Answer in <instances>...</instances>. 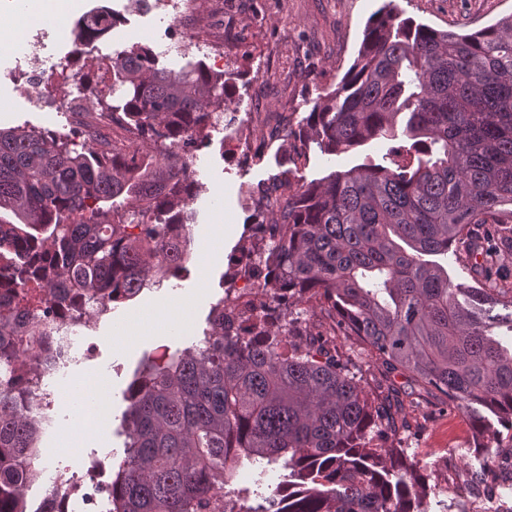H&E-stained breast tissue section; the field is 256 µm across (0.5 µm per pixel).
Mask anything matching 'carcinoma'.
Listing matches in <instances>:
<instances>
[{"mask_svg":"<svg viewBox=\"0 0 512 512\" xmlns=\"http://www.w3.org/2000/svg\"><path fill=\"white\" fill-rule=\"evenodd\" d=\"M119 17L105 7L71 30L74 52L106 38ZM120 113L153 148L112 153L35 129H0V375L36 376L30 351H47L35 324L56 307L119 304L178 275L197 182L193 150L234 94L204 63L158 65L147 47L115 53ZM403 134L416 161L363 163L288 187L268 224L277 241L258 283L271 298H315L336 330L363 340L469 414L480 437L485 409L512 429V284L491 281V226L512 256V14L460 33L401 16L389 0L369 19L357 56L313 104L301 154L348 152ZM481 287L453 285L422 259L450 246ZM51 290L36 304L28 283ZM279 307L245 336L224 332L214 304L201 346L148 360L129 383L125 455L104 488L108 512H428L413 463L369 435L394 426L319 338L284 343ZM38 422L0 395V512H27L36 479ZM279 465L268 494L231 489L243 464Z\"/></svg>","mask_w":512,"mask_h":512,"instance_id":"cac0c4a2","label":"carcinoma"}]
</instances>
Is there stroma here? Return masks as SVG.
I'll return each mask as SVG.
<instances>
[{
    "mask_svg": "<svg viewBox=\"0 0 512 512\" xmlns=\"http://www.w3.org/2000/svg\"><path fill=\"white\" fill-rule=\"evenodd\" d=\"M386 0H209L205 15L185 18L184 40L169 43L170 14L129 0H0V128L26 126L67 132L68 115L34 105L16 69L37 71L53 61L73 60L83 76L96 72V56L134 45L149 46L160 65L180 68L203 61L231 73L237 92L221 123L189 160L198 182L188 258L178 277L146 289L133 300L101 312L90 308L84 344L89 361L58 389L54 426L42 437V458L87 463L122 452L126 408L123 392L147 359L192 346L207 329L213 304L233 285L235 265L251 254L256 226L271 211L263 192L306 183L336 170L381 162L390 141L375 139L336 156L311 150L299 157L293 131L305 122L315 100L351 65L366 23ZM405 16L440 30L474 31L512 14V0H395ZM108 6L120 12L111 39L73 57L70 30L89 11ZM42 34L39 59L19 60L15 42ZM222 200L221 214L211 203ZM290 318L301 335L328 337L337 360L376 401L390 402L396 429L385 447L401 449L418 462L429 512H467L482 501L493 512L497 499L512 497V430L495 426L476 441L468 416L449 407L437 390L418 387L406 371L391 369L360 339L332 335L330 311L315 303L291 302Z\"/></svg>",
    "mask_w": 512,
    "mask_h": 512,
    "instance_id": "obj_1",
    "label": "stroma"
}]
</instances>
